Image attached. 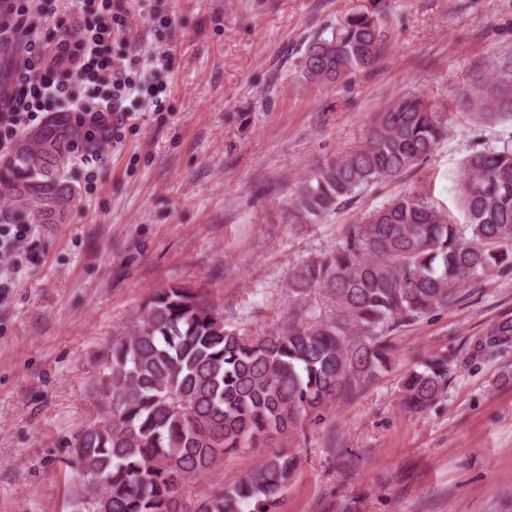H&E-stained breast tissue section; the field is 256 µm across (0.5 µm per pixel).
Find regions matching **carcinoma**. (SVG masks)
Returning <instances> with one entry per match:
<instances>
[{"mask_svg":"<svg viewBox=\"0 0 512 512\" xmlns=\"http://www.w3.org/2000/svg\"><path fill=\"white\" fill-rule=\"evenodd\" d=\"M384 10V0H371L330 36L312 39L302 58L305 74L335 81L375 67L384 49ZM498 86L502 111L483 116L512 120L508 82ZM56 118L40 127L50 139L59 127L72 131L58 142L62 167L48 166L38 144L0 160V193L12 201L5 224L52 223L48 211L18 204L19 184L43 198L75 199L67 177L73 156L93 153L99 143L84 136L72 113ZM447 135L444 113L419 98L397 101L378 115L363 146L301 184L293 222L310 223L361 187L400 177ZM457 191L462 224L425 194L408 191L347 225L335 251L289 274L295 306L265 332L224 323L197 288L154 292L130 329L112 338L99 412L72 434L75 512L95 489V512H280L299 466L283 442L391 370L390 331L450 308L470 283L512 269V142L468 157ZM511 337L510 317L486 331L480 346ZM448 376L446 353L412 368L400 384L402 406L423 412L436 405ZM242 448L267 452L240 482L195 500L185 496L224 455Z\"/></svg>","mask_w":512,"mask_h":512,"instance_id":"obj_1","label":"carcinoma"}]
</instances>
